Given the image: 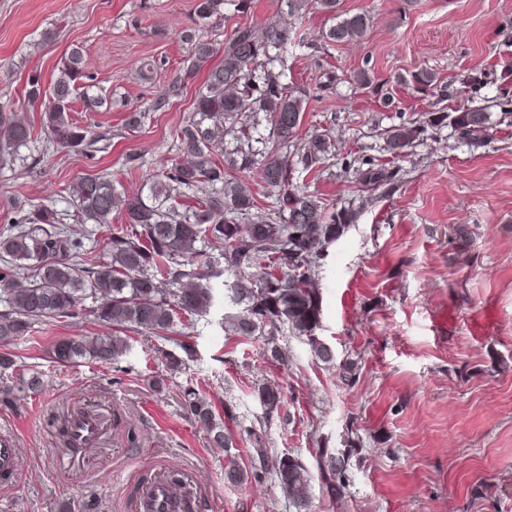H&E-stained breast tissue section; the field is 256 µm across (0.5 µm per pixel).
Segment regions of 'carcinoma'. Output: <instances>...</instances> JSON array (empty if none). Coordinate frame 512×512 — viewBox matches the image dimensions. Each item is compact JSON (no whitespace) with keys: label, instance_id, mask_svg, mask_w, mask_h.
<instances>
[{"label":"carcinoma","instance_id":"carcinoma-1","mask_svg":"<svg viewBox=\"0 0 512 512\" xmlns=\"http://www.w3.org/2000/svg\"><path fill=\"white\" fill-rule=\"evenodd\" d=\"M288 13H322L330 22L326 42L333 45L364 39L370 16L340 10V0H284ZM226 0H198L203 19L224 17ZM301 44L287 26L270 25L260 32L252 26L236 29L224 46L221 65L209 70L195 98L194 111L178 129L177 149L184 159L146 174L141 191L129 196L116 180L95 175L80 180L76 205L81 217L108 224L112 213L124 215L125 227L112 234L106 261H74L81 243L50 206L20 212L14 227L0 234V347L8 348L31 335L43 318L75 319L89 315L104 328L91 336L62 337L52 352L62 364L91 360L111 364L129 351L133 332L166 338L183 319L205 317L219 301L237 312L224 317L228 331L241 336H275L283 331L306 340L325 364L335 361L333 350L316 330L322 296L318 288L320 260L327 248L356 221L349 208H329L319 197L293 185L295 166L307 172L321 168L331 154L328 135L300 138L307 91L288 88L286 74L274 70L288 50ZM215 52L207 41L194 42L185 77ZM499 103L512 93V63L498 78ZM421 92L441 84L437 73L422 69L413 75ZM94 77L84 66L83 50L75 47L58 63L50 92L43 91L40 74L26 80V97L44 106L41 132L62 148L94 150L102 135L71 119L73 96L86 108L102 107L93 92ZM269 126L268 146L253 149L251 131L260 120ZM426 126L402 123L387 131V151L398 155L413 145L426 128L449 127L471 145L493 141L489 106L453 102L428 114ZM236 145L224 150V137ZM34 127L14 111L0 108V161L16 148L35 140ZM261 166L273 202L259 213L253 189L228 174ZM262 415L281 413L284 391L269 381L255 389ZM187 413L207 428L214 448L229 452L232 432L216 417L210 400L194 389L184 391ZM92 412L70 407L53 416L61 445L71 448L70 428ZM253 445L254 471L246 472L228 459L224 480L231 485L259 479L271 471L295 512H311L312 472L304 460L274 453L255 429L247 430ZM352 450L322 442L316 470L325 493L334 498L346 484ZM167 483L181 496L159 512H195L196 495L182 488L174 473Z\"/></svg>","mask_w":512,"mask_h":512}]
</instances>
